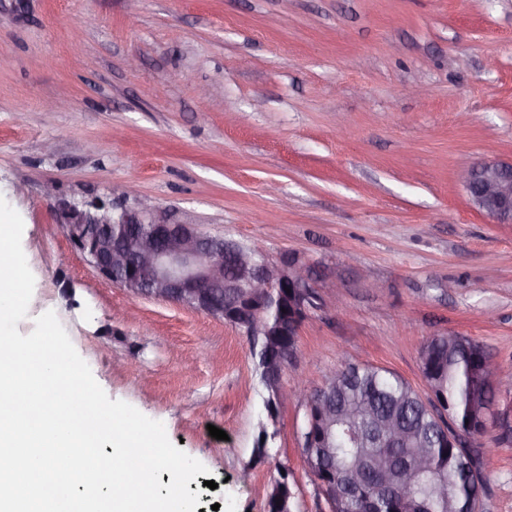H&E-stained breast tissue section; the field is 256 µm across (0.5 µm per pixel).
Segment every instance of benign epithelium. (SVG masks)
I'll return each mask as SVG.
<instances>
[{"label":"benign epithelium","mask_w":512,"mask_h":512,"mask_svg":"<svg viewBox=\"0 0 512 512\" xmlns=\"http://www.w3.org/2000/svg\"><path fill=\"white\" fill-rule=\"evenodd\" d=\"M463 185L471 205L501 223L512 222V162L494 161L464 170ZM112 199L94 198L75 202L50 184L45 196L56 223L71 245L88 258L105 279L138 296L162 299L211 316L227 319L224 295L249 294L267 300L276 288L292 289L290 325L281 316L246 325L251 337L275 336L291 328L298 330L309 313L321 305L309 266L284 254L273 260L259 247L228 242L201 232L191 224L173 222L161 211L135 203L131 185L112 187ZM267 366V383L278 386L280 401L288 399L281 387L285 360ZM481 370L495 390L509 389L508 381L494 362ZM446 435L454 443L470 445L484 435L482 429L467 432L448 424Z\"/></svg>","instance_id":"7a95c632"}]
</instances>
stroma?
Masks as SVG:
<instances>
[{
	"mask_svg": "<svg viewBox=\"0 0 512 512\" xmlns=\"http://www.w3.org/2000/svg\"><path fill=\"white\" fill-rule=\"evenodd\" d=\"M464 159L512 160V0H0V197L35 278L17 329L55 312L108 397L206 467L188 484L202 512H266L284 468L293 512H330L302 431L345 363L423 394L422 345L458 332L512 370V223L471 207ZM51 181L75 201L134 183L173 221L312 268L323 305L262 463L249 337L99 276L57 224ZM510 425L505 391L482 439L483 512H512Z\"/></svg>",
	"mask_w": 512,
	"mask_h": 512,
	"instance_id": "stroma-1",
	"label": "stroma"
}]
</instances>
